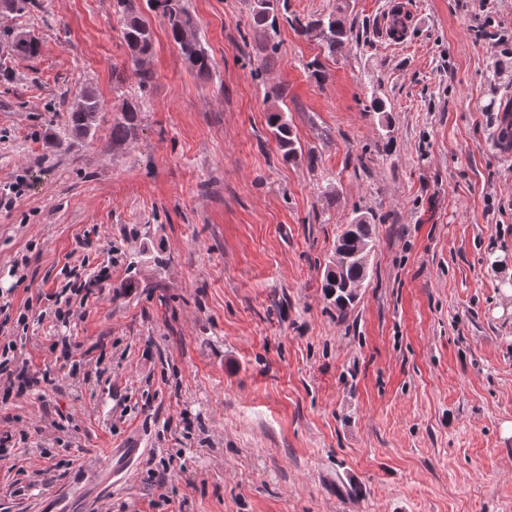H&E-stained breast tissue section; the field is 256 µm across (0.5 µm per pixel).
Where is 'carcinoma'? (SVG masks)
<instances>
[{
	"instance_id": "1",
	"label": "carcinoma",
	"mask_w": 512,
	"mask_h": 512,
	"mask_svg": "<svg viewBox=\"0 0 512 512\" xmlns=\"http://www.w3.org/2000/svg\"><path fill=\"white\" fill-rule=\"evenodd\" d=\"M149 11L167 21L172 40L177 45L181 57L188 67L200 79L209 77L214 62L201 44L198 29L185 0H146ZM120 13L121 36L126 44L131 65L139 77L141 88H146L153 78L152 72L145 67L150 56L153 40L152 32L137 10L134 0H116ZM286 8V0H254L252 9V30L261 39L267 41L277 31L279 14ZM289 24L298 33L318 40L320 54L334 59L352 41L360 38V33L353 24L345 21L342 8L315 18L301 19L293 17ZM13 55L33 59L40 54L41 43L38 38L25 32H8L5 34ZM67 128L64 135L85 138L96 129L101 112V103L90 89H81L74 94V101L67 108ZM141 107L139 102L125 100L121 113L112 122V146L127 143L138 130V118ZM278 149L284 161L297 158V140L288 112L281 107H274L267 117ZM374 225L366 213H358L345 225L337 237L334 253L338 256L339 266H326L323 279V293L340 315L352 309L358 299L357 285L368 276L366 256L372 248Z\"/></svg>"
}]
</instances>
